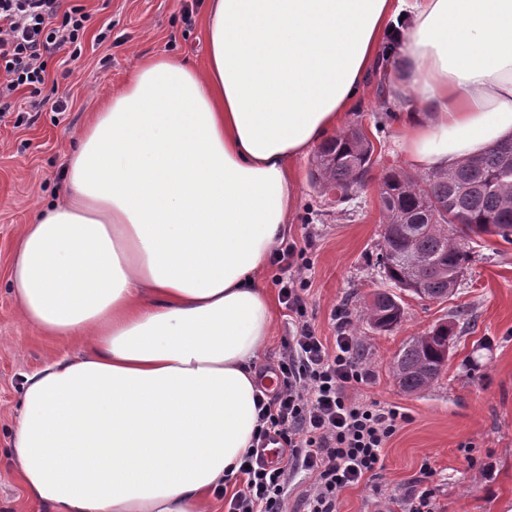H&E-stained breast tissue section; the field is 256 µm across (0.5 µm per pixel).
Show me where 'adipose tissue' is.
Masks as SVG:
<instances>
[{"label":"adipose tissue","instance_id":"ef3b65f1","mask_svg":"<svg viewBox=\"0 0 512 512\" xmlns=\"http://www.w3.org/2000/svg\"><path fill=\"white\" fill-rule=\"evenodd\" d=\"M205 26V68L136 67L15 248L22 321L81 346L26 376L9 450L49 512H212L258 425L290 164L353 111L390 29L410 166L512 136V0H207Z\"/></svg>","mask_w":512,"mask_h":512}]
</instances>
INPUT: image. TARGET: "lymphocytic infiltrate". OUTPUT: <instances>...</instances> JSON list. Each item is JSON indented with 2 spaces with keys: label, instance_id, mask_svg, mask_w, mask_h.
<instances>
[{
  "label": "lymphocytic infiltrate",
  "instance_id": "lymphocytic-infiltrate-1",
  "mask_svg": "<svg viewBox=\"0 0 512 512\" xmlns=\"http://www.w3.org/2000/svg\"><path fill=\"white\" fill-rule=\"evenodd\" d=\"M61 5L62 0H0V116L18 111L14 92L44 84L48 58L64 50L70 59L81 56L89 16L83 8L65 11ZM300 280V274H290L280 289L296 319L281 342L276 390L258 401L253 450L235 475L238 489L224 498L225 512H337L345 489L380 477L383 450L407 420L398 406L356 396L371 374L359 358L350 316L334 310L336 336L325 344L305 318ZM274 442L281 455L269 462L264 452ZM300 473L310 485L291 508L284 488Z\"/></svg>",
  "mask_w": 512,
  "mask_h": 512
}]
</instances>
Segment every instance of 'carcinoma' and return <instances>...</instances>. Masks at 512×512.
Returning a JSON list of instances; mask_svg holds the SVG:
<instances>
[{"mask_svg": "<svg viewBox=\"0 0 512 512\" xmlns=\"http://www.w3.org/2000/svg\"><path fill=\"white\" fill-rule=\"evenodd\" d=\"M374 147L358 128L336 136L319 150L315 182L336 204L350 199L373 168ZM384 233L379 264L386 279L420 298L446 299L473 260L468 240L498 236L512 244V140L416 180L391 169L381 185ZM364 318L387 332L398 327L404 308L398 295L381 291ZM455 322L412 337L393 363L402 391L417 394L438 381L447 364Z\"/></svg>", "mask_w": 512, "mask_h": 512, "instance_id": "cac0c4a2", "label": "carcinoma"}]
</instances>
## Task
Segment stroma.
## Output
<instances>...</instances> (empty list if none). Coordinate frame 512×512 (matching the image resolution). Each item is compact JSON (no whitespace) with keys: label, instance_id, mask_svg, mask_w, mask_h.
I'll list each match as a JSON object with an SVG mask.
<instances>
[{"label":"stroma","instance_id":"35a3bbf8","mask_svg":"<svg viewBox=\"0 0 512 512\" xmlns=\"http://www.w3.org/2000/svg\"><path fill=\"white\" fill-rule=\"evenodd\" d=\"M89 15L82 55L70 63L47 62L39 97L44 105L31 121L0 118V512H46L27 496L7 454L14 433L25 374L49 355L70 354L75 344L38 335L20 318L8 275L25 224L40 203L63 196L64 158L95 112L126 80L144 56L190 54L204 60L202 16L206 0H63ZM384 40L361 94V105L341 124L361 128L374 147L376 163L352 198L332 205L311 177L314 154L296 160L300 201L282 242L296 246L307 266L306 316L316 333L333 339L334 308L345 307L359 339L360 354L373 382L364 396L401 407L408 421L384 450L379 487L362 484L344 491L339 512H369L375 489L403 495L422 463L435 471L440 512H512V244L497 236L473 242L474 259L454 296L423 300L401 292L402 324L375 329L363 308L375 292L393 290L377 262L381 247L380 182L386 168L410 172L395 146L396 121L383 103L388 51ZM66 111H54L57 101ZM283 271L270 264L262 273L273 297V326L257 368L270 371L295 315L279 300ZM456 320L458 338L448 350L437 384L416 395L401 391L392 375L394 358L411 339L435 325ZM493 466L482 481L465 459Z\"/></svg>","mask_w":512,"mask_h":512}]
</instances>
